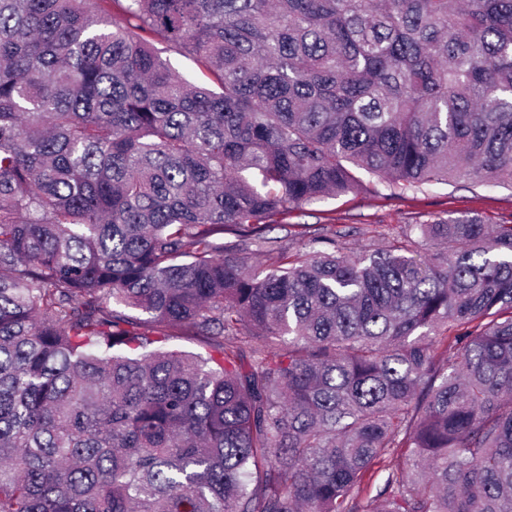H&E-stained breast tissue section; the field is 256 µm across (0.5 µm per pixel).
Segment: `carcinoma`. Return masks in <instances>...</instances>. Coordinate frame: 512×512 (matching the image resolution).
<instances>
[{
  "label": "carcinoma",
  "instance_id": "obj_1",
  "mask_svg": "<svg viewBox=\"0 0 512 512\" xmlns=\"http://www.w3.org/2000/svg\"><path fill=\"white\" fill-rule=\"evenodd\" d=\"M365 175L512 183V0H0V512H512V225L264 235ZM155 49L162 59L167 60L176 71L188 80L199 83L205 82V78L191 57L176 52L165 42H156Z\"/></svg>",
  "mask_w": 512,
  "mask_h": 512
}]
</instances>
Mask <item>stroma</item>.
Masks as SVG:
<instances>
[{
  "mask_svg": "<svg viewBox=\"0 0 512 512\" xmlns=\"http://www.w3.org/2000/svg\"><path fill=\"white\" fill-rule=\"evenodd\" d=\"M474 213L489 224H512V187L457 181L393 192L368 177L359 192L304 205L288 221L334 225L343 247L377 246L401 226Z\"/></svg>",
  "mask_w": 512,
  "mask_h": 512,
  "instance_id": "stroma-1",
  "label": "stroma"
}]
</instances>
